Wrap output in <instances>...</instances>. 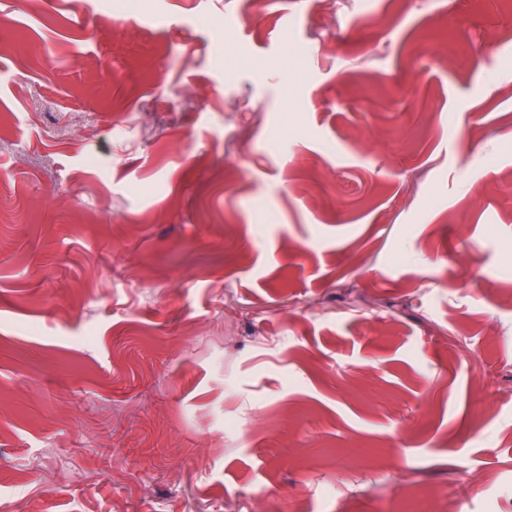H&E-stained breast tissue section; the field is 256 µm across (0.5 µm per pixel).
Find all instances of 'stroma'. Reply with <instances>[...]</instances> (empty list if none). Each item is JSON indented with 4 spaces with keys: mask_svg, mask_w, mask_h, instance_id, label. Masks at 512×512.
<instances>
[{
    "mask_svg": "<svg viewBox=\"0 0 512 512\" xmlns=\"http://www.w3.org/2000/svg\"><path fill=\"white\" fill-rule=\"evenodd\" d=\"M511 290L505 0H0V512H505Z\"/></svg>",
    "mask_w": 512,
    "mask_h": 512,
    "instance_id": "obj_1",
    "label": "stroma"
}]
</instances>
